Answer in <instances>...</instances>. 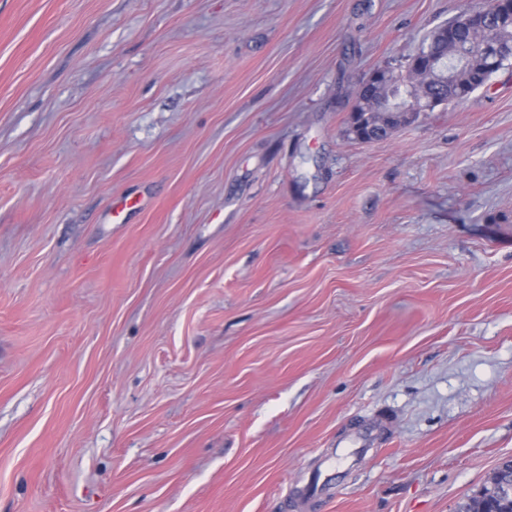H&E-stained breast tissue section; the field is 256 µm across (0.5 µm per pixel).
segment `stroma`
<instances>
[{
  "label": "stroma",
  "instance_id": "1",
  "mask_svg": "<svg viewBox=\"0 0 512 512\" xmlns=\"http://www.w3.org/2000/svg\"><path fill=\"white\" fill-rule=\"evenodd\" d=\"M470 0H0V512H457L512 456V59L350 131ZM488 64L487 59L479 60L469 71L463 72L460 76V90H448L441 95L442 102H463L473 92L482 87L480 79L474 81V75Z\"/></svg>",
  "mask_w": 512,
  "mask_h": 512
}]
</instances>
